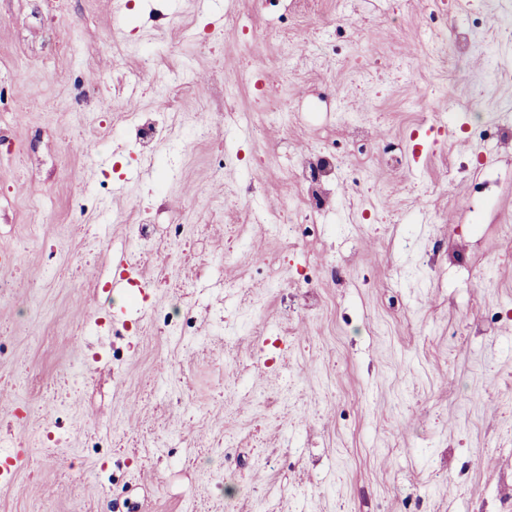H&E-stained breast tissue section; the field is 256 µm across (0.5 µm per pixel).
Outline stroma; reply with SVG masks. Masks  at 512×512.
Masks as SVG:
<instances>
[{
    "mask_svg": "<svg viewBox=\"0 0 512 512\" xmlns=\"http://www.w3.org/2000/svg\"><path fill=\"white\" fill-rule=\"evenodd\" d=\"M447 4L483 16L470 58L435 68L420 45L428 0H395L394 15L355 18L348 53L313 69L305 53L335 39L336 0H240L230 24L228 0H0V251L16 258L0 269V444L19 458L0 475V512H224L228 498L237 512L268 499L281 512H512V319L499 316L512 309V179L490 213L473 191L479 167L512 172V149L469 152L461 130L512 106V0ZM290 41L302 52L286 72ZM146 50L187 66L188 84L163 91L216 134L190 142L168 113L153 149L172 172L145 216L156 171L131 154L122 104L139 93L156 110L134 83ZM246 55L274 77L268 110L292 120L258 140L262 113L234 127L267 163L241 196L243 169L211 168L226 109L250 104L225 94ZM349 110L376 146L351 160L359 191L337 181L319 243L278 239L265 219L299 210L304 192L289 160L350 138ZM390 138L405 144L395 162L377 149ZM143 219L156 284L128 305L102 285ZM177 219L207 227L186 291L198 333L182 338L152 319L175 298L163 247ZM231 237L241 248L226 258ZM329 266L306 286L304 268ZM125 323L130 335H113ZM284 323L283 357L268 333ZM58 418L60 441L28 447Z\"/></svg>",
    "mask_w": 512,
    "mask_h": 512,
    "instance_id": "stroma-1",
    "label": "stroma"
}]
</instances>
